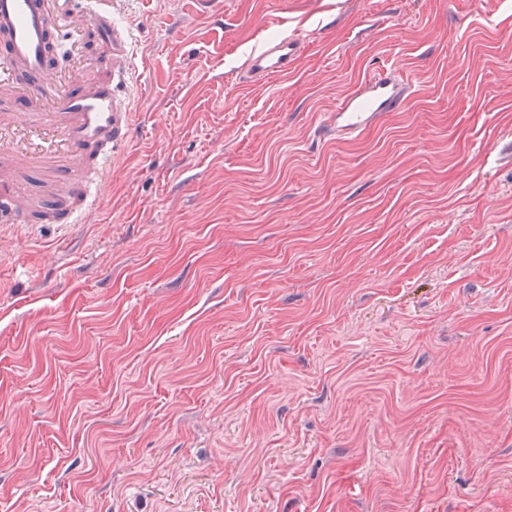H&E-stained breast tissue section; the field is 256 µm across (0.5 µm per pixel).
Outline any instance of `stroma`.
Segmentation results:
<instances>
[{
  "instance_id": "1",
  "label": "stroma",
  "mask_w": 512,
  "mask_h": 512,
  "mask_svg": "<svg viewBox=\"0 0 512 512\" xmlns=\"http://www.w3.org/2000/svg\"><path fill=\"white\" fill-rule=\"evenodd\" d=\"M112 16L104 197L0 224V512H512V0ZM380 68L411 103L327 137ZM299 43L298 38L288 35L266 40L249 57L246 71L261 79L288 74L298 59Z\"/></svg>"
}]
</instances>
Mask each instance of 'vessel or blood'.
<instances>
[{
	"label": "vessel or blood",
	"instance_id": "vessel-or-blood-1",
	"mask_svg": "<svg viewBox=\"0 0 512 512\" xmlns=\"http://www.w3.org/2000/svg\"><path fill=\"white\" fill-rule=\"evenodd\" d=\"M72 27L77 44L97 35L101 53L114 50L112 0H0V84L16 85L30 107L0 113V224H24L38 215L44 224H77L83 209L94 206L113 155L128 138L130 114L118 108L111 79L76 87L74 76L49 61L51 21ZM299 56V40L284 35L262 43L249 57L248 73L284 75ZM409 84L385 72L366 77L337 104L325 126L340 138H355L404 108ZM38 171L52 205L42 213L22 203L26 191L18 173Z\"/></svg>",
	"mask_w": 512,
	"mask_h": 512
}]
</instances>
